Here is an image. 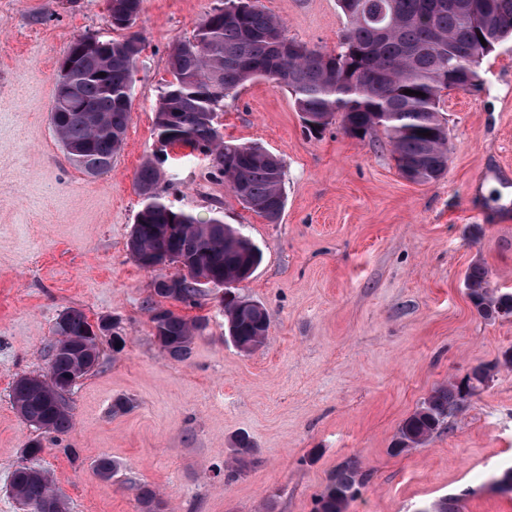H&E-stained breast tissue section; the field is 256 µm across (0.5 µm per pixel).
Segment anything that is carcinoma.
I'll return each mask as SVG.
<instances>
[{"label": "carcinoma", "instance_id": "obj_1", "mask_svg": "<svg viewBox=\"0 0 512 512\" xmlns=\"http://www.w3.org/2000/svg\"><path fill=\"white\" fill-rule=\"evenodd\" d=\"M346 29L333 52L311 48L285 35L276 16L261 0L247 5L223 0L201 20L192 36L173 44L169 53L172 80L165 81L155 110L156 137L205 154L209 173L224 178L238 193L243 208L271 223L285 208L280 160L257 144L224 140L216 121L224 96L245 83L266 78L288 89L304 128L325 130L336 117L346 133L364 139L383 130L397 169L418 165L417 182L428 183L448 168V128L440 118L441 93L466 90L478 80L481 59L512 40V0H337ZM124 16L112 10V28L120 39L85 34L72 41L62 60L71 63L74 92L55 88L50 121L69 161L87 175L112 171L131 119V88L138 57L131 46L142 41L133 25L142 11ZM486 44H481L480 39ZM415 91L407 95L404 90ZM163 172L146 158L135 177L141 207L128 239L136 264L155 270L183 264L188 272L170 276L182 283L176 294L159 288L160 298L195 305L224 286V326L228 339L244 353L265 342L269 322L265 309L236 293L234 286L250 278L262 260L261 249L242 227L224 223L221 211L207 220L193 210L167 203L158 185ZM464 288L477 313L488 320L512 315V292L490 287V271L472 264ZM153 336L162 353L183 362L190 358L207 322L188 320L153 298L145 302ZM48 345V372L18 378L13 403L21 417L39 430L63 434L72 426L67 403L56 401L57 389L72 376L92 372L100 360L99 340L90 334L85 313L64 311ZM512 367V350L502 359L473 368L464 378L434 389L401 424L390 448L394 454L414 448L449 427V419L486 385L489 370ZM224 477L231 480L254 461L256 448L238 435ZM364 474L353 464L336 470L317 501L316 512H347ZM140 512H158L167 502L148 485L135 488ZM10 492L22 512H67L65 499L45 470L24 463L11 472Z\"/></svg>", "mask_w": 512, "mask_h": 512}]
</instances>
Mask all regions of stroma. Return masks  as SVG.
Segmentation results:
<instances>
[{
	"label": "stroma",
	"mask_w": 512,
	"mask_h": 512,
	"mask_svg": "<svg viewBox=\"0 0 512 512\" xmlns=\"http://www.w3.org/2000/svg\"><path fill=\"white\" fill-rule=\"evenodd\" d=\"M288 37L337 49V0H261ZM219 0H143L144 40L132 114L109 174L91 178L67 158L50 122L58 62L87 33L111 34L107 0H0V512H19L10 475L29 440L69 512H140L136 484L169 512H315L340 466L367 481L347 512H422L447 497L461 512H512L488 483L512 468V370L495 372L450 429L401 454L402 422L430 393L512 348V318H482L463 286L481 262L512 292V42L478 68L477 87L440 103L448 169L411 183L384 132L358 140L333 122L309 136L286 88L258 79L224 100L225 139L256 143L283 163L278 223L244 209L206 162L178 149L162 166L174 207L243 227L263 260L241 295L269 318L265 345L247 354L224 336L216 298L175 313L208 327L191 358L164 357L144 301L155 272L127 241L140 208L134 179L153 152L154 110L168 53ZM109 317L121 351L102 341L99 366L69 393L73 426L43 434L12 403L21 376L46 373L57 317ZM129 402L118 408V399ZM247 433L257 453L234 481L221 469ZM109 458L116 476L94 467Z\"/></svg>",
	"instance_id": "obj_1"
}]
</instances>
